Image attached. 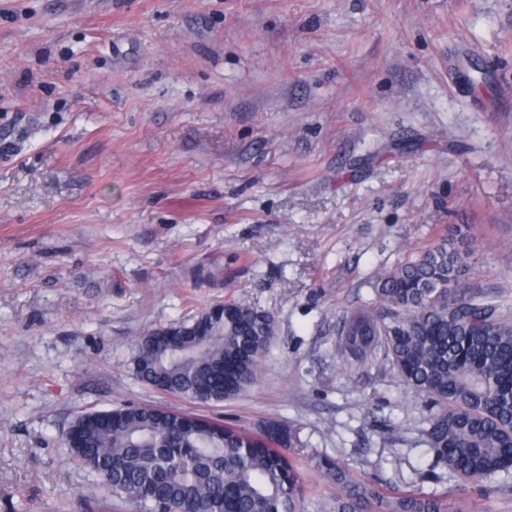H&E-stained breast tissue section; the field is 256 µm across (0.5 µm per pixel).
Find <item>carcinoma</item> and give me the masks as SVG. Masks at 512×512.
Returning <instances> with one entry per match:
<instances>
[{"instance_id":"1","label":"carcinoma","mask_w":512,"mask_h":512,"mask_svg":"<svg viewBox=\"0 0 512 512\" xmlns=\"http://www.w3.org/2000/svg\"><path fill=\"white\" fill-rule=\"evenodd\" d=\"M474 240L443 239L379 272L375 301L345 318L336 350L383 356L429 408L426 443L454 484L441 494L383 489L331 459L316 469L336 486L324 512H468L473 494L512 477V315L475 288ZM275 318L244 301L198 311L184 325L137 338L136 375L166 393L221 402L251 386ZM71 457L148 512H304L288 425L259 432L154 407L86 412L69 425Z\"/></svg>"}]
</instances>
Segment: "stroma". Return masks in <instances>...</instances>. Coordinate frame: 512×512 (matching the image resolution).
Wrapping results in <instances>:
<instances>
[{
  "label": "stroma",
  "mask_w": 512,
  "mask_h": 512,
  "mask_svg": "<svg viewBox=\"0 0 512 512\" xmlns=\"http://www.w3.org/2000/svg\"><path fill=\"white\" fill-rule=\"evenodd\" d=\"M0 512H136L72 462L81 413L292 429L315 469L414 481L422 397L341 358L376 272L454 229L512 308V0H0ZM274 315L217 404L133 371L217 303Z\"/></svg>",
  "instance_id": "stroma-1"
}]
</instances>
